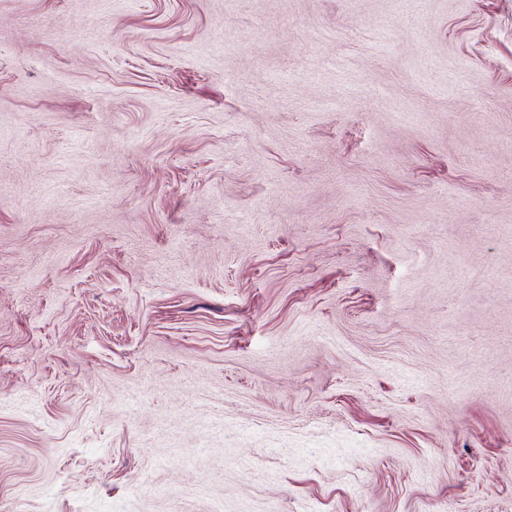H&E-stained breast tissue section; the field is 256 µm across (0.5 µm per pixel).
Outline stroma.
I'll return each mask as SVG.
<instances>
[{
	"label": "stroma",
	"instance_id": "1",
	"mask_svg": "<svg viewBox=\"0 0 512 512\" xmlns=\"http://www.w3.org/2000/svg\"><path fill=\"white\" fill-rule=\"evenodd\" d=\"M0 512H512V0H0Z\"/></svg>",
	"mask_w": 512,
	"mask_h": 512
}]
</instances>
